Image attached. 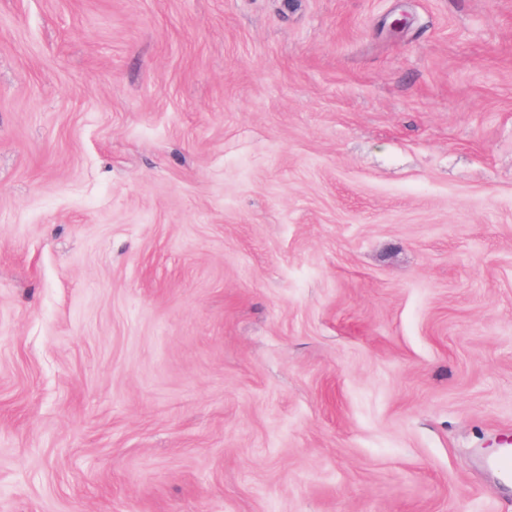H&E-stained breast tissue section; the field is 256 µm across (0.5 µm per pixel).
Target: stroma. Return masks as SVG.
Returning a JSON list of instances; mask_svg holds the SVG:
<instances>
[{"instance_id": "35a3bbf8", "label": "stroma", "mask_w": 512, "mask_h": 512, "mask_svg": "<svg viewBox=\"0 0 512 512\" xmlns=\"http://www.w3.org/2000/svg\"><path fill=\"white\" fill-rule=\"evenodd\" d=\"M512 0H0V512H512Z\"/></svg>"}]
</instances>
